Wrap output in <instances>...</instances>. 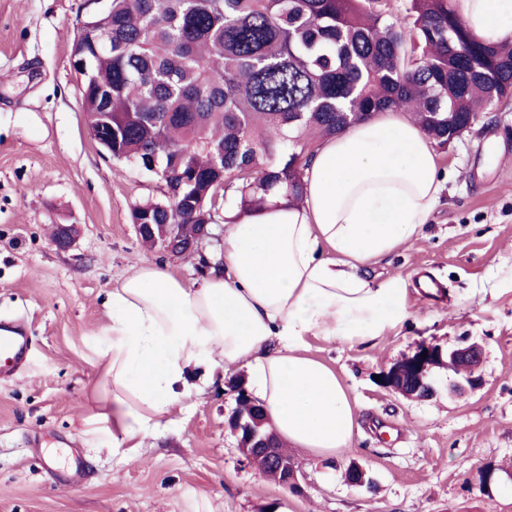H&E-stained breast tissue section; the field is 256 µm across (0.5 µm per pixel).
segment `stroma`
Returning <instances> with one entry per match:
<instances>
[{
  "instance_id": "stroma-1",
  "label": "stroma",
  "mask_w": 512,
  "mask_h": 512,
  "mask_svg": "<svg viewBox=\"0 0 512 512\" xmlns=\"http://www.w3.org/2000/svg\"><path fill=\"white\" fill-rule=\"evenodd\" d=\"M87 0H0V321L32 339L25 369L0 380V512H512V105L437 148L448 178L422 231L363 264L362 277L400 281L408 316L369 344L306 340L336 368L357 405L351 448L302 452V495L243 466L227 418L235 400L215 385L142 447L89 441L87 419L106 409L104 305L138 263L199 278L196 257L144 246L137 202L160 198L152 174L118 163L90 138L71 66ZM77 242L57 250L52 227ZM482 346V385L408 400L384 377L423 344ZM90 476L56 480L72 452ZM364 466L371 488L344 471Z\"/></svg>"
}]
</instances>
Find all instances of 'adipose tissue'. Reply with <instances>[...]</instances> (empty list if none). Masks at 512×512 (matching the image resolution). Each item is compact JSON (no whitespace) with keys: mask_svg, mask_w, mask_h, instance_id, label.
Returning a JSON list of instances; mask_svg holds the SVG:
<instances>
[{"mask_svg":"<svg viewBox=\"0 0 512 512\" xmlns=\"http://www.w3.org/2000/svg\"><path fill=\"white\" fill-rule=\"evenodd\" d=\"M476 35L512 33V0H458ZM300 204L224 210V245L191 282L140 264L107 301L110 342L101 416L116 448L141 447L181 407L247 370L253 400L288 447L326 458L351 447L357 409L336 370L305 339L370 343L407 315L404 288L372 283L358 264L419 234L443 189L440 164L414 122L396 112L323 141Z\"/></svg>","mask_w":512,"mask_h":512,"instance_id":"obj_1","label":"adipose tissue"}]
</instances>
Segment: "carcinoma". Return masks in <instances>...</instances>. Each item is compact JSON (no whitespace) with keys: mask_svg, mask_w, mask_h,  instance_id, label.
<instances>
[{"mask_svg":"<svg viewBox=\"0 0 512 512\" xmlns=\"http://www.w3.org/2000/svg\"><path fill=\"white\" fill-rule=\"evenodd\" d=\"M71 55L88 62L89 135L101 115L120 132L114 160L182 154L163 198L132 208L154 224L148 247L171 224L199 242L226 205L300 202L318 141L380 112L446 147L512 101V37L475 35L456 0H112Z\"/></svg>","mask_w":512,"mask_h":512,"instance_id":"obj_1","label":"carcinoma"}]
</instances>
